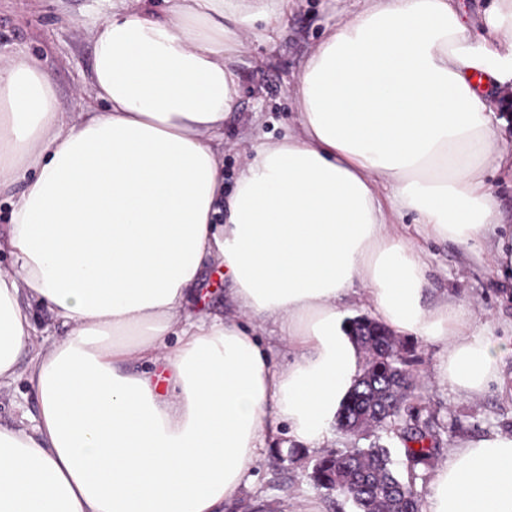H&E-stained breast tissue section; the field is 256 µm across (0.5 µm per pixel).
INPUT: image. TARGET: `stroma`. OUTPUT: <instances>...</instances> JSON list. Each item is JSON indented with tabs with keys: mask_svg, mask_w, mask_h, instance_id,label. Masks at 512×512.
I'll list each match as a JSON object with an SVG mask.
<instances>
[{
	"mask_svg": "<svg viewBox=\"0 0 512 512\" xmlns=\"http://www.w3.org/2000/svg\"><path fill=\"white\" fill-rule=\"evenodd\" d=\"M353 8L352 0H293L273 41H253L248 29H241L242 51L230 60L241 92L224 121L225 191L233 190L256 133L280 140L292 131L293 83L327 27ZM109 10L108 0H0V53L33 59L51 77L62 111H86L94 54L89 27ZM406 234L427 254L430 299H462L477 324L496 325L501 337L512 335V277L498 274L487 253L417 237L411 227ZM230 286L212 264H204L192 289L193 309L227 314ZM406 343L414 347L423 375L419 417L436 421L443 450L492 429L512 432L511 393L492 389L474 399L461 398L431 375L437 347L413 337ZM259 454L241 499L225 505L223 512H294L312 492L306 478L311 454L291 453L284 436L267 439Z\"/></svg>",
	"mask_w": 512,
	"mask_h": 512,
	"instance_id": "1",
	"label": "stroma"
}]
</instances>
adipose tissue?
I'll return each instance as SVG.
<instances>
[{"label":"adipose tissue","instance_id":"obj_1","mask_svg":"<svg viewBox=\"0 0 512 512\" xmlns=\"http://www.w3.org/2000/svg\"><path fill=\"white\" fill-rule=\"evenodd\" d=\"M291 0H112L92 27V110L69 118L50 77L0 58V387L38 397L34 427L0 424V512H221L267 438L320 451L363 368L343 329L362 283L378 322L439 349L460 397L499 382L512 339L464 301L427 303L425 252L399 231L472 245L512 273L487 188L512 97V0L475 46L454 0H356L296 78L295 129L256 135L224 190L228 65L240 28L272 41ZM230 277L236 314L190 311L203 262ZM67 326L32 350V303ZM288 344L274 365L261 330ZM422 512H512V433L461 440Z\"/></svg>","mask_w":512,"mask_h":512}]
</instances>
